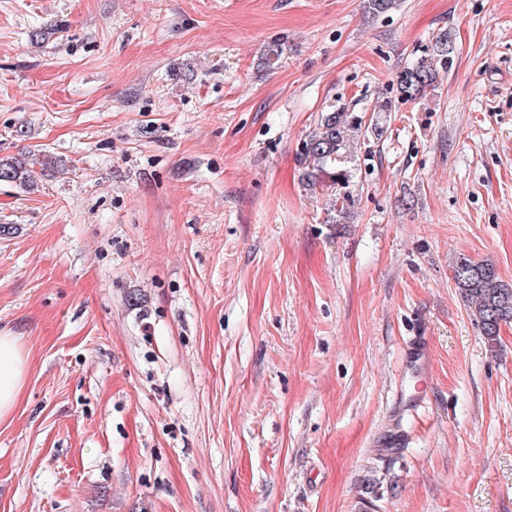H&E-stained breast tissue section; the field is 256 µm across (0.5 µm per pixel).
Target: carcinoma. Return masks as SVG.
Listing matches in <instances>:
<instances>
[{
    "mask_svg": "<svg viewBox=\"0 0 512 512\" xmlns=\"http://www.w3.org/2000/svg\"><path fill=\"white\" fill-rule=\"evenodd\" d=\"M366 11L378 16L396 7V0H364ZM432 53L400 70L393 84L399 98L414 102L427 89L433 87L439 76V69H448L454 45L451 36L444 32L431 42ZM389 100L374 103L371 112L351 111L346 108L334 109L321 115L312 133L303 142L300 163L303 180L311 188H321L331 197L332 209L343 215L351 205L346 190L350 181L347 163L352 161L354 145L359 133L366 132L375 138L383 135L379 112L391 111ZM58 161L49 154L29 153L21 158L0 159V185L18 187L25 191L37 188L34 167L47 172L55 169ZM453 280L456 288L478 323L485 344L493 348L500 340L501 327L512 322V285L505 283L493 264L475 261L462 254L453 263Z\"/></svg>",
    "mask_w": 512,
    "mask_h": 512,
    "instance_id": "obj_1",
    "label": "carcinoma"
}]
</instances>
